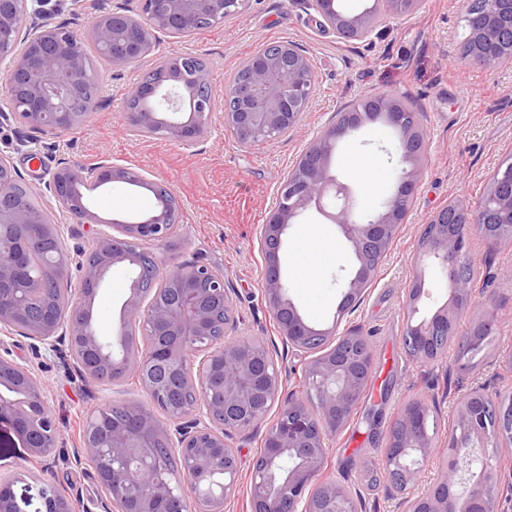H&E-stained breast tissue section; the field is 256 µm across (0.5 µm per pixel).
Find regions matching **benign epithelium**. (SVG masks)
<instances>
[{
  "label": "benign epithelium",
  "instance_id": "1",
  "mask_svg": "<svg viewBox=\"0 0 512 512\" xmlns=\"http://www.w3.org/2000/svg\"><path fill=\"white\" fill-rule=\"evenodd\" d=\"M419 0H373L360 12L342 0H309L322 27L343 40L361 41L381 14L401 16ZM477 9L468 27L463 59L482 66L512 61V0H469ZM244 0H142L137 14L124 10L95 16L88 31L100 56L113 67L153 58L130 94L137 107L125 120L133 131L192 148L207 138L216 96L207 63L196 55L159 53L155 34L191 36L245 12ZM27 0H0V53L13 57L4 79L13 116L35 133L56 136L80 127L97 107L84 98L87 58L82 41L67 24L29 20ZM311 58L294 45H264L246 58L224 86V128L246 147L259 137L271 142L299 127L315 88ZM381 121L397 137L396 189L375 214L356 218L350 197L356 190L331 169L336 142L368 123ZM425 133L418 113L391 95L367 96L346 121L329 126L309 143L285 177L278 202L258 241L265 260L263 292L273 319L302 362L303 400L280 406L281 376L266 342L230 336L237 321L224 272L195 262L170 263L181 248L176 216L181 205L163 184L144 173L99 163L89 169L63 164L53 173L58 208L79 224L95 223L84 191L113 182L151 188L153 211L135 220L112 221V232L97 233L88 255L74 261L59 250L64 225L32 205L36 187L0 153V346L16 336L30 341L33 354L58 353L65 344L79 371L98 382L135 380L142 397L108 403L121 411L112 422L85 424L83 459L96 470L103 512H224L238 487V454L230 439L266 422L264 450L253 465L251 512H357L361 493L331 481L315 483L329 436L341 430L358 405L371 371V351L356 329L339 328L363 302L372 282L371 260L383 257L405 222L396 200L413 197L424 161ZM316 213L338 225L359 267L347 284L336 321L329 330L310 326L286 296L280 250L288 227ZM435 242L422 256L446 274L448 301L406 335L425 347L438 336L455 334L471 284L458 261L468 256V235L449 228L466 223L490 242L512 235V158L501 161L476 206L450 201L434 212ZM40 251L45 262L31 266ZM132 268L131 292L115 331L95 321L93 302L110 267ZM79 272L72 283L71 267ZM140 330L141 342L128 336ZM45 382L29 363L0 354V419L33 456L46 460L59 431L50 411ZM490 399L475 393L460 401L457 426L448 435L443 478L428 495L406 497L403 512H499L502 484L493 449L512 445V398L499 401L495 429L485 423ZM160 409V419L154 410ZM428 406L415 400L402 409L405 436L384 453L385 467L403 486L420 479L432 440ZM185 461L182 476L167 468L159 446ZM45 512H73L70 502L45 489ZM0 512H23L8 483L0 485Z\"/></svg>",
  "mask_w": 512,
  "mask_h": 512
}]
</instances>
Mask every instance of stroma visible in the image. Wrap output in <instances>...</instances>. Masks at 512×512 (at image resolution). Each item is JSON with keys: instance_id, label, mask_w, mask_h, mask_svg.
I'll use <instances>...</instances> for the list:
<instances>
[{"instance_id": "obj_1", "label": "stroma", "mask_w": 512, "mask_h": 512, "mask_svg": "<svg viewBox=\"0 0 512 512\" xmlns=\"http://www.w3.org/2000/svg\"><path fill=\"white\" fill-rule=\"evenodd\" d=\"M137 9L138 0H58L46 15L51 24L74 23L87 30L91 17L115 5ZM464 0H420L403 16H383L364 41L346 42L322 31L318 15L305 0H248L243 17L187 38L162 37L170 56L191 53L211 69V84L223 93L239 63L261 45L288 41L313 61L316 89L299 128L271 143L240 147L214 116L209 137L191 149L159 138L134 135L126 126V100L143 68L114 69L98 63L99 106L81 128L55 138L0 115V153L8 155L23 178H35L39 205L54 200L46 190L63 162L92 166L101 162L143 170L165 184L181 204L178 261H195L223 270L234 290L241 337L260 336L269 344L283 379V399H299L302 365L282 339L262 292L264 257L257 230L266 223L278 190L305 145L332 124L338 112L359 99L390 94L414 107L425 131L427 159L414 206L387 253L352 326L366 336L372 366L364 395L346 426L328 439L319 480L361 490L363 512H398L403 494L383 465V448L393 423L412 399L430 408L431 452L414 495L429 492L439 481L448 456V435L458 402L473 390L495 397L512 392V240L489 243L478 235L469 240L475 279L472 296L478 312L464 313L457 325L466 335L477 314L492 317L484 358L475 365L458 344L446 359L423 363L406 355L403 337L408 321L431 317L448 298V282L436 266L417 260L419 240L430 214L449 200L474 205L486 191L498 164L512 153V62L494 66L466 63L461 45L467 34ZM395 133L372 123L338 142L332 170L351 179L352 160L375 161L368 184L357 196V209L377 211L395 189L399 156ZM97 217L95 227H78L65 240L69 251H85L93 231L111 232L113 220H136L154 204L145 188L114 182L87 194ZM319 227L328 249L315 261L307 231ZM282 275L287 295L303 318L319 329L331 328L336 308L353 276L357 261L340 230L320 224L309 214L290 225L283 236ZM422 280L424 293L416 313L407 310L408 288ZM128 263L111 267L102 294L93 305L100 326L119 327L122 304L130 292ZM47 386L48 406L56 418L59 442L50 460L30 457L10 423L0 421V480L12 484L24 512H45L43 488L52 485L72 503L75 512H95L100 487L89 462H77L88 415L110 402L138 397L134 381L96 383L82 378L72 360L55 355L34 362ZM263 428L236 435L239 487L224 512H250L249 485L253 464L263 449ZM380 483L366 488V468Z\"/></svg>"}]
</instances>
